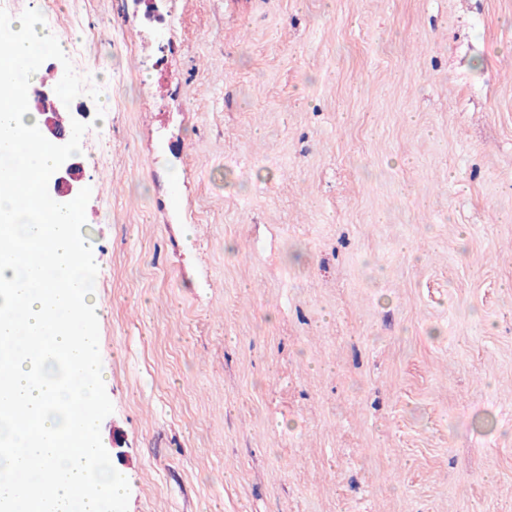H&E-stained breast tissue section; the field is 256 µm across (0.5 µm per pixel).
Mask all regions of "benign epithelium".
Segmentation results:
<instances>
[{
  "label": "benign epithelium",
  "mask_w": 512,
  "mask_h": 512,
  "mask_svg": "<svg viewBox=\"0 0 512 512\" xmlns=\"http://www.w3.org/2000/svg\"><path fill=\"white\" fill-rule=\"evenodd\" d=\"M33 101L37 112L43 117L39 135L52 142L56 154L55 165L43 183L44 192L49 197L69 201L80 193V164L75 161L70 146L75 126H70L66 131L58 130L55 115L62 109L71 111L73 106L70 101L60 100L53 91L45 89L39 90Z\"/></svg>",
  "instance_id": "obj_1"
}]
</instances>
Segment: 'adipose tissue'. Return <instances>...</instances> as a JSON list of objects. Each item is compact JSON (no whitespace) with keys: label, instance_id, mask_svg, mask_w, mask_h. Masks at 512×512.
<instances>
[{"label":"adipose tissue","instance_id":"obj_1","mask_svg":"<svg viewBox=\"0 0 512 512\" xmlns=\"http://www.w3.org/2000/svg\"><path fill=\"white\" fill-rule=\"evenodd\" d=\"M17 26L15 35L7 40L10 56L15 60L23 59L26 63L24 76L29 81H38L41 57L63 52L64 46L56 37L43 34L37 15L18 19ZM39 126V114L29 111L25 102L19 101L12 107L0 110V142H25L29 148L30 163L35 168L46 170L52 167L54 157L48 145L36 137ZM79 222L80 216L74 211L63 224L27 225V233L36 234L45 241V256L56 268L60 282L53 289L34 287L25 282L14 290L13 297L23 318L18 321L0 316L1 339L15 337L22 329L29 333L44 330L49 315L57 313L59 309L67 308L75 313L82 308L95 307L96 298L90 272L96 263V253L72 234V226ZM74 280L82 285L80 293H72L69 288L70 282Z\"/></svg>","mask_w":512,"mask_h":512}]
</instances>
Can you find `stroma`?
<instances>
[{
  "mask_svg": "<svg viewBox=\"0 0 512 512\" xmlns=\"http://www.w3.org/2000/svg\"><path fill=\"white\" fill-rule=\"evenodd\" d=\"M29 13L128 512H512V0Z\"/></svg>",
  "mask_w": 512,
  "mask_h": 512,
  "instance_id": "35a3bbf8",
  "label": "stroma"
}]
</instances>
